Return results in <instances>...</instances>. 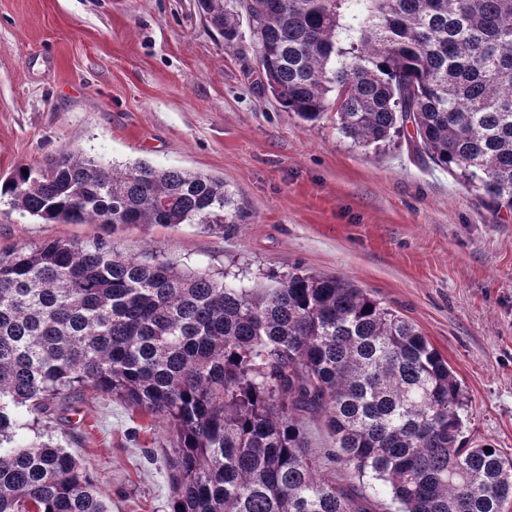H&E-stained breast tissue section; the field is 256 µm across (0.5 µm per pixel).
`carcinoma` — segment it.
Masks as SVG:
<instances>
[{
  "label": "carcinoma",
  "instance_id": "cac0c4a2",
  "mask_svg": "<svg viewBox=\"0 0 512 512\" xmlns=\"http://www.w3.org/2000/svg\"><path fill=\"white\" fill-rule=\"evenodd\" d=\"M226 45L249 26L258 87L305 122L333 109L358 144L409 145L512 210V0H198ZM28 173H23V170ZM0 184L13 208L68 224L242 217L224 179L73 149ZM254 288L99 238L0 248V512H109L89 466L25 428L84 389L166 424L170 512H369L319 474L390 488L389 512H505L512 458L464 446L467 403L439 352L348 280L299 268ZM308 432L309 450L318 460L321 471L324 475L337 476L339 473L343 478L349 479L345 474L341 473L339 466L335 461L327 457V449L332 448L331 439L329 438L323 421H313L306 423Z\"/></svg>",
  "mask_w": 512,
  "mask_h": 512
}]
</instances>
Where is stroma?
<instances>
[{
  "mask_svg": "<svg viewBox=\"0 0 512 512\" xmlns=\"http://www.w3.org/2000/svg\"><path fill=\"white\" fill-rule=\"evenodd\" d=\"M248 26L233 45L197 0H0V180L72 148L223 178L243 221L215 234L47 223L0 200V248L106 239L244 284L298 267L341 275L413 323L468 400V446L512 457V211L417 157L364 146L335 113L300 120L256 84ZM35 431L88 463L110 512H169L162 421L87 391Z\"/></svg>",
  "mask_w": 512,
  "mask_h": 512,
  "instance_id": "stroma-1",
  "label": "stroma"
}]
</instances>
